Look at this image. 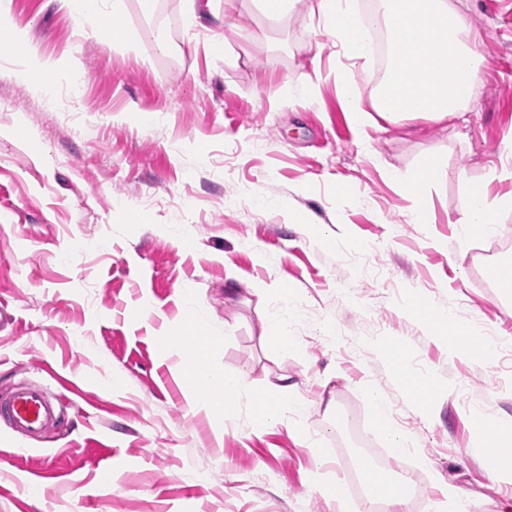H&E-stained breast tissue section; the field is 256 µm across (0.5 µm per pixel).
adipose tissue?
Wrapping results in <instances>:
<instances>
[{"mask_svg": "<svg viewBox=\"0 0 512 512\" xmlns=\"http://www.w3.org/2000/svg\"><path fill=\"white\" fill-rule=\"evenodd\" d=\"M310 16L319 18L326 34L339 45L349 60L367 58L370 51L369 30L385 32L389 45V66L382 87L362 99L359 94L346 93L345 105L358 127L381 118L391 126L411 120L443 123L451 118H465L475 101V90L488 68V60L478 46V38L470 31L464 14L449 0H379V5L366 22L356 20L350 0H312ZM443 157H428L411 175L401 178L400 187L414 203L419 223L430 221L427 210L429 190L440 182L445 172ZM463 232L480 226L482 233H494V206L485 191L469 186L463 192L453 218ZM255 293L271 299L273 307L267 319L274 332L267 346L274 354L297 349L301 339L284 319V309L296 302L294 289L277 285L257 284ZM407 311L434 335L452 332L448 347L454 352L475 354L484 366H494L498 356L495 344L481 347L472 341L473 333L454 321L452 312L415 295ZM189 320L199 331L198 361L190 371L196 388L190 404L209 410L221 404L224 417L238 413L241 403H248L253 420L264 427H274L290 420L302 446L317 450L319 441L304 428L305 404L300 384L288 376H280L272 389L254 386L244 376L230 374L211 365L207 350L211 338L206 323L190 313ZM469 424L476 434L494 430L499 441L493 453L499 464L485 470L492 483L512 485V416L487 426L477 412H470ZM365 498L368 506L384 503L386 512H410L412 498L408 492L411 480L407 475L386 472L384 467H365Z\"/></svg>", "mask_w": 512, "mask_h": 512, "instance_id": "ef3b65f1", "label": "adipose tissue"}]
</instances>
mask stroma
Instances as JSON below:
<instances>
[{"label": "stroma", "instance_id": "obj_1", "mask_svg": "<svg viewBox=\"0 0 512 512\" xmlns=\"http://www.w3.org/2000/svg\"><path fill=\"white\" fill-rule=\"evenodd\" d=\"M123 6L130 31L151 32L130 49L84 34L55 0L9 5L12 25L77 66L83 84L78 111H68L66 78L33 90L0 54V97L14 102L0 112V303L14 315L0 327V394L22 381L53 391L64 377L80 396L62 439L34 441L0 420V512H332L321 494L330 486L345 512H364L363 466L387 448L369 384L414 436L417 457L393 462L412 480V512H427L452 471L475 493L467 512H498L502 495L478 454L497 437L476 436L466 413L512 416V307L484 276L487 262L512 258V209L499 211L494 237H462L448 218L464 185L512 195V180L490 176L512 144V0H468L489 61L468 124L389 131L353 124L336 81L346 60L329 40L319 58L308 54L320 35L304 5L271 21L260 0H198L197 26L184 0ZM228 16L251 37L226 32ZM215 32L229 43L221 56L207 49ZM161 41L171 53L158 51ZM303 73L314 95L297 84ZM288 79L291 94L275 96ZM431 155L447 168L429 195L427 230L391 175ZM340 180L350 187L343 199ZM292 209L335 228L337 245L289 223ZM254 282L297 289L299 350L269 353ZM418 293L497 341L494 367L450 355L408 315ZM191 302L215 335L212 363L260 387L281 375L303 382L305 428L319 434L324 466L288 424L259 428L243 412L191 408ZM395 341L447 393L438 419L385 362ZM47 460L61 479L30 485Z\"/></svg>", "mask_w": 512, "mask_h": 512}]
</instances>
